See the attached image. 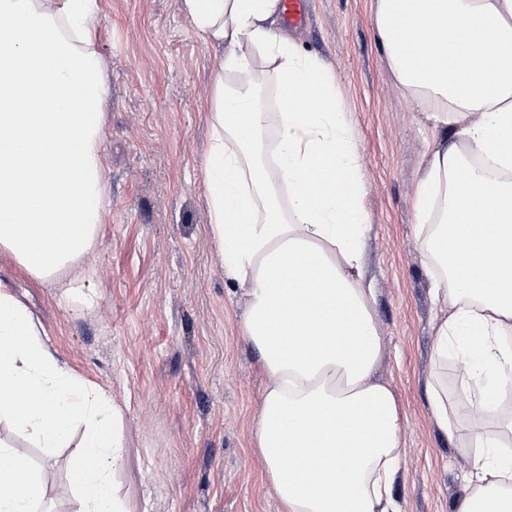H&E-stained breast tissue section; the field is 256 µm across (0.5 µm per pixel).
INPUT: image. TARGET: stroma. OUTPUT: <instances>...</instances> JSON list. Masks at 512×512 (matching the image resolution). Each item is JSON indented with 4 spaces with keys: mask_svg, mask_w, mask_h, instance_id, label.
<instances>
[{
    "mask_svg": "<svg viewBox=\"0 0 512 512\" xmlns=\"http://www.w3.org/2000/svg\"><path fill=\"white\" fill-rule=\"evenodd\" d=\"M376 0H309L288 36L325 61L363 158L370 232L363 276L382 345L378 376L402 412L401 512H451L470 466L431 415L435 325L413 199L427 158L444 148L427 112L396 81L374 24ZM97 48L109 95L102 129L107 218L79 260L92 305L0 253V280L40 323L68 369L123 411L112 483L124 512H278L252 432L270 382L240 334L244 298L224 276L203 198L210 128L209 52L181 0H100ZM71 446L28 449L51 512H70Z\"/></svg>",
    "mask_w": 512,
    "mask_h": 512,
    "instance_id": "stroma-1",
    "label": "stroma"
}]
</instances>
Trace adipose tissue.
<instances>
[{"mask_svg":"<svg viewBox=\"0 0 512 512\" xmlns=\"http://www.w3.org/2000/svg\"><path fill=\"white\" fill-rule=\"evenodd\" d=\"M205 47L203 161L213 238L244 291L241 334L270 375L253 430L278 512H399L398 400L376 369L360 154L322 60L278 27L282 0H182ZM98 0H0V250L31 278L72 268L104 222ZM417 20L418 37L397 25ZM397 82L434 111L446 148L414 198L437 300L438 363L468 362L456 391L429 384L438 428L470 460L453 512H512V0H377ZM274 63L266 112L257 59ZM273 163H266V156ZM287 199H280L279 188ZM121 408L65 372L0 281V422L45 448L82 425L74 512H122L110 477ZM23 448L0 440V512H38Z\"/></svg>","mask_w":512,"mask_h":512,"instance_id":"1","label":"adipose tissue"}]
</instances>
